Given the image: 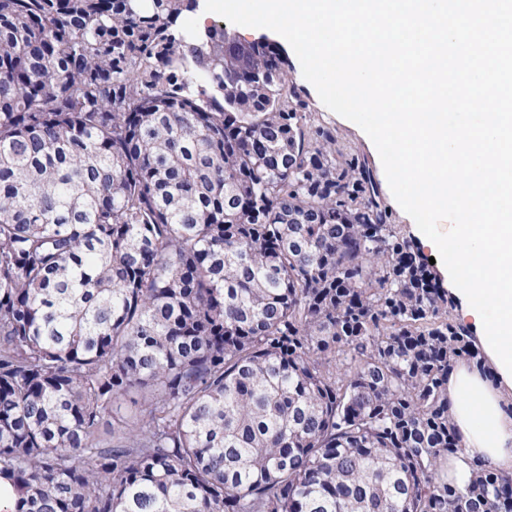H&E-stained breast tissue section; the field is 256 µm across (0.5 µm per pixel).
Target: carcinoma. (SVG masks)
<instances>
[{
	"mask_svg": "<svg viewBox=\"0 0 512 512\" xmlns=\"http://www.w3.org/2000/svg\"><path fill=\"white\" fill-rule=\"evenodd\" d=\"M198 9L0 0L4 512H512L448 481L453 299L280 47Z\"/></svg>",
	"mask_w": 512,
	"mask_h": 512,
	"instance_id": "obj_1",
	"label": "carcinoma"
}]
</instances>
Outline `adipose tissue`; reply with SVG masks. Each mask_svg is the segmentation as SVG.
Here are the masks:
<instances>
[{
	"instance_id": "obj_1",
	"label": "adipose tissue",
	"mask_w": 512,
	"mask_h": 512,
	"mask_svg": "<svg viewBox=\"0 0 512 512\" xmlns=\"http://www.w3.org/2000/svg\"><path fill=\"white\" fill-rule=\"evenodd\" d=\"M448 403L462 449L448 459V478L465 486L469 463L512 473V387L501 371L485 378L478 367L458 362L448 377Z\"/></svg>"
}]
</instances>
